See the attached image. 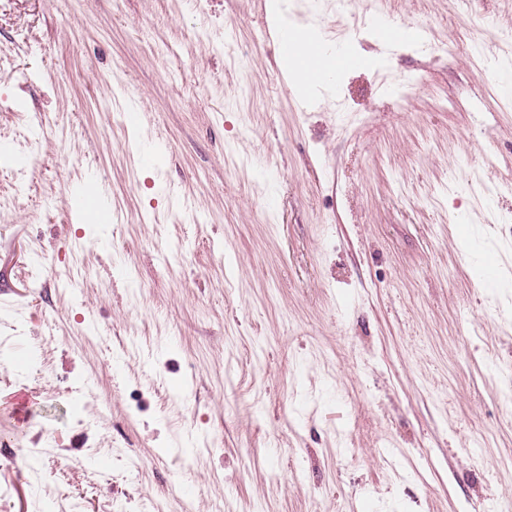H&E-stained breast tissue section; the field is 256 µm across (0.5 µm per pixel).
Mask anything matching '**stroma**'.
Masks as SVG:
<instances>
[{
  "label": "stroma",
  "instance_id": "35a3bbf8",
  "mask_svg": "<svg viewBox=\"0 0 512 512\" xmlns=\"http://www.w3.org/2000/svg\"><path fill=\"white\" fill-rule=\"evenodd\" d=\"M283 9L0 0V512L512 501V0ZM294 36L290 44L293 32L289 28H285L280 33V42L288 45L286 56L288 61V70L292 76L299 82L301 87L306 88L311 85L314 77L319 72L326 75H337L340 67L336 65L337 54L341 51L346 52L344 48H335L326 45L320 32L314 28H298L293 27ZM318 48L322 52V61H316L311 58V50ZM348 54V53H347Z\"/></svg>",
  "mask_w": 512,
  "mask_h": 512
}]
</instances>
